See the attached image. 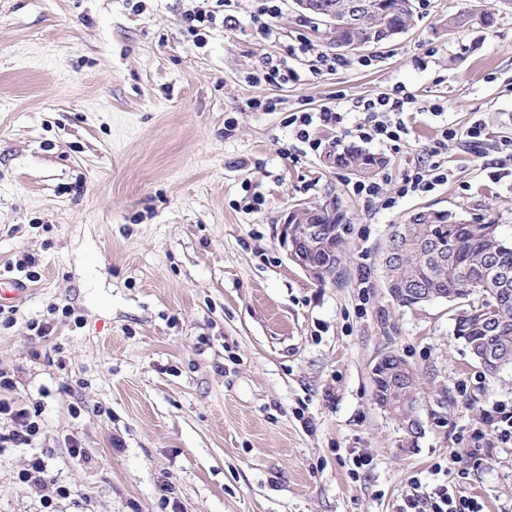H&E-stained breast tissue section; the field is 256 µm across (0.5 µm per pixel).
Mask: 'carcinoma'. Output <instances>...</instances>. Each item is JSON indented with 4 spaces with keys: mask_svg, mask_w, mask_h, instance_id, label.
Listing matches in <instances>:
<instances>
[{
    "mask_svg": "<svg viewBox=\"0 0 512 512\" xmlns=\"http://www.w3.org/2000/svg\"><path fill=\"white\" fill-rule=\"evenodd\" d=\"M374 2L378 3V21L386 30L376 33L372 26H351L339 32V40L347 44H375L386 39L389 30L399 34L414 25L413 0ZM495 19V13L479 7L449 15L446 27L457 30L475 23L491 27ZM334 162L339 168L368 178L384 160L351 147L336 153ZM301 221L335 230L336 250L345 248L348 224L341 199L323 206L303 207ZM485 228L484 224L452 221L446 212L419 211L411 218L409 232L427 241L431 250L448 255V267L439 268L431 255L422 258L411 255L405 260L406 267H395L393 274L401 288L409 285L425 289L431 298L467 302L468 308L456 318L455 336L465 342L477 359L494 358L496 364H487L485 368L496 374L512 367V287L499 285L489 273V267L494 264L512 267V242L498 233L487 235Z\"/></svg>",
    "mask_w": 512,
    "mask_h": 512,
    "instance_id": "obj_1",
    "label": "carcinoma"
}]
</instances>
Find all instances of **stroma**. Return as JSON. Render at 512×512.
<instances>
[{"instance_id":"obj_1","label":"stroma","mask_w":512,"mask_h":512,"mask_svg":"<svg viewBox=\"0 0 512 512\" xmlns=\"http://www.w3.org/2000/svg\"><path fill=\"white\" fill-rule=\"evenodd\" d=\"M473 2L425 0L415 27L348 51L293 0L267 40L258 0L199 40L183 14L202 0H0V269L31 256L41 274L0 324V401L39 413L29 445L0 415V512H399L414 476L512 512V444L484 419L512 410V369L486 373L454 337L457 304L397 307L382 277L392 225L426 208L512 238V180L490 177L512 171V8L444 27ZM302 40L341 66L311 72L288 54ZM268 56L293 79L254 82ZM399 86L412 133L369 151L397 181L439 152L448 180L388 208L299 155L288 115ZM436 103L458 132L444 151ZM478 120L480 151L465 137ZM332 194L348 246L322 286L281 228ZM391 351L417 373L410 451L374 396ZM356 450L372 463L354 476ZM36 461L50 484L21 482ZM472 11H461L455 14H451L448 16V19L445 23L448 29H461L464 27H469L474 23H480L485 27H491L495 24V13L491 12V10L480 8Z\"/></svg>"}]
</instances>
